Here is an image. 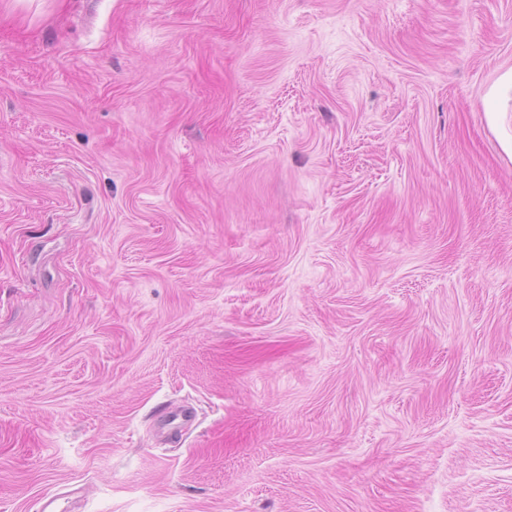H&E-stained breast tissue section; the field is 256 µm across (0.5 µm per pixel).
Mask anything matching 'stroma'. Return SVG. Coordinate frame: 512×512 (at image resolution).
Listing matches in <instances>:
<instances>
[{
    "mask_svg": "<svg viewBox=\"0 0 512 512\" xmlns=\"http://www.w3.org/2000/svg\"><path fill=\"white\" fill-rule=\"evenodd\" d=\"M509 72L512 0H0V512H512Z\"/></svg>",
    "mask_w": 512,
    "mask_h": 512,
    "instance_id": "1",
    "label": "stroma"
}]
</instances>
